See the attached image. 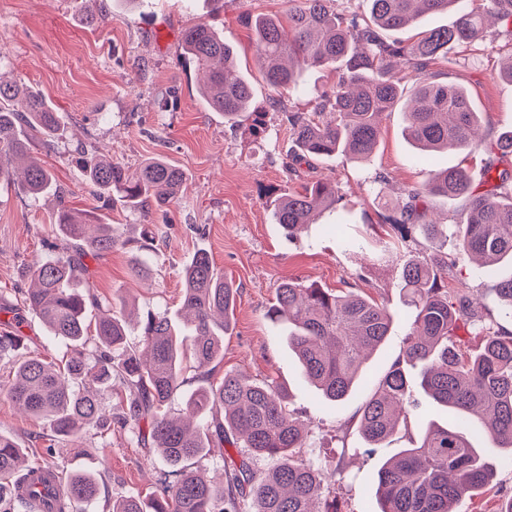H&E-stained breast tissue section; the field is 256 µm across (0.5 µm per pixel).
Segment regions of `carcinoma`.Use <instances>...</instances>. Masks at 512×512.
<instances>
[{
    "mask_svg": "<svg viewBox=\"0 0 512 512\" xmlns=\"http://www.w3.org/2000/svg\"><path fill=\"white\" fill-rule=\"evenodd\" d=\"M331 0H288L287 22L277 17L245 16L254 53L271 86L284 92L296 87L313 67L338 66L336 90L321 93L311 112L288 113L295 164L312 157L344 155L361 161L375 150L382 114L411 92L405 136L419 150L448 147L512 154V131L487 141L479 134L480 117L468 93L455 85L401 76L395 63L413 70L427 68L448 56V48L477 41L484 32V14L493 12L512 22V0H369L370 17H343ZM452 12L447 26L424 30L410 43L389 41L384 33L409 27L427 13ZM183 55L204 77L201 95L209 107L233 123L252 100L250 83L236 71V53L207 21L186 28ZM65 121L46 97L19 83L0 80V182L16 175V162L27 160L21 185L38 196L52 186L50 171L30 158L35 144L54 148ZM77 164L94 187L116 196L128 207L161 209L186 182L177 164L153 158L130 170L95 150L80 147ZM490 188L477 192L462 168L430 174L426 183L409 189L385 217L400 236L417 228L436 250L404 264L398 283L411 319L406 348L361 408L360 431L373 452L421 409L419 388L435 406L455 415L451 422H433L421 442L385 459L376 471V512H457L464 500L488 486L494 473L484 461L473 435L480 433L512 454V330L486 320L470 302L448 298L447 271L468 261L480 262L486 273L502 262L512 264V174L489 163L484 168ZM463 199L465 207L452 224L428 219L426 198ZM338 201L336 183L318 180L300 190L283 192L273 203L271 218L284 234L297 236L319 209ZM54 224L61 239L54 255L25 271L33 286L12 296L0 293V358L13 357L11 379L0 390L25 414L47 422L51 437L74 440L91 429L104 433L110 414L103 395L120 383L126 394L128 425L136 440H151L171 468L161 491L145 501L122 496L112 512H240L249 497L252 512H336L323 497L326 476L313 462L296 456L305 445L306 428L288 410V396L274 380L254 381L226 372L212 379L222 359V338L231 330L237 289L218 271L208 252H197L184 269L182 324L166 314L146 311L141 319L144 352L129 345L127 330L115 315L91 320L102 307L90 284L79 287L89 271L87 260L112 251L118 238L110 224H91L59 202ZM454 247L441 251L448 239ZM501 316L512 321V274L495 288ZM38 315L48 336L66 342V358L49 361L40 354L19 357L30 339L20 334V314ZM268 319L283 326L288 351L303 377L332 402L349 395L362 365L389 336L393 315L361 295L332 292L293 280L280 284ZM461 329L485 337L482 349H462ZM93 348H88V343ZM201 381L186 399L185 416H167L168 405L186 382L187 371ZM245 449L241 461L211 480L191 460L224 441ZM47 457L27 464L25 449L0 434V490L11 492L9 512H41V492L21 485L27 469L58 474L56 507L76 512L98 494L91 470L66 473ZM272 462L265 473L254 470L256 459Z\"/></svg>",
    "mask_w": 512,
    "mask_h": 512,
    "instance_id": "cac0c4a2",
    "label": "carcinoma"
}]
</instances>
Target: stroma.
I'll use <instances>...</instances> for the list:
<instances>
[{"label": "stroma", "instance_id": "stroma-1", "mask_svg": "<svg viewBox=\"0 0 512 512\" xmlns=\"http://www.w3.org/2000/svg\"><path fill=\"white\" fill-rule=\"evenodd\" d=\"M84 4L96 15L95 25L83 19ZM287 8L286 0H224L223 11L215 15L207 0H0V38L9 43L0 56V75L38 90L67 118L54 149L35 156L71 208L112 225L118 235L120 243L111 253L90 262L89 282L103 304L126 319L129 343L140 345L139 317L146 310L176 315L183 268L196 251H207L238 289L234 327L224 338V359L215 378L227 372L257 381L274 378L289 392L290 410L309 425L298 455L329 476L325 497L335 499L337 512H374L379 463L419 440L429 421L447 418L445 410L427 406L424 414L409 416L372 455L358 433L360 407L402 355L410 331L398 288L402 268L410 257L431 253L419 231L397 237L384 217L391 201L421 185L431 167L464 168L474 185L485 189L487 156L451 149L422 160L404 137L405 107L399 104L385 114L377 148L366 162L342 155L319 159L300 180L290 181L286 116L312 111L316 93L332 90L339 71L307 70L300 86L285 96L265 81L241 18L281 17ZM201 19L223 29L252 86L253 112L232 124L204 106L202 75L182 56L184 29ZM511 58L512 24L502 22L490 27L483 41L455 46L432 67L441 80L469 91L481 126L492 138L512 130V81L501 74ZM258 112L264 115L259 125L254 122ZM83 145L132 169L149 158L166 157L185 169L186 182L169 205L142 213L100 194L85 180L74 161ZM321 178L336 182V206L319 214L297 238H287L271 222L272 200ZM58 202L53 195L29 196L16 181L0 186V291L28 287L23 269L50 255ZM334 224L344 225L353 247L337 241L330 230ZM147 229L156 234L151 256L141 248ZM144 260L152 271L147 285L135 274ZM288 279L368 296L393 313L391 332L369 359L365 381L340 403L326 401L302 378L285 336L266 317L279 284ZM447 282L450 295L468 296L479 313H497L492 277L469 266L450 269ZM124 409L121 396H113L108 431L90 430L77 441L52 443L45 421L27 417L0 392V433L27 448L31 461L41 460L51 446L59 464L92 468L100 491L80 504V512H112L113 496L155 494L166 470L153 446H138L122 425ZM476 445L495 478L464 502L461 512H497L512 494V456L486 439H477ZM100 446L103 456L79 454Z\"/></svg>", "mask_w": 512, "mask_h": 512}]
</instances>
